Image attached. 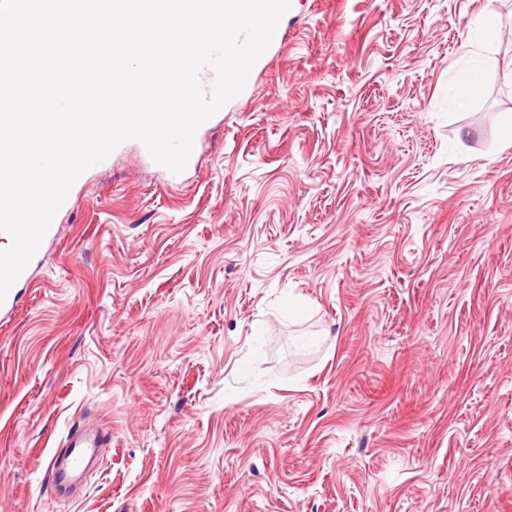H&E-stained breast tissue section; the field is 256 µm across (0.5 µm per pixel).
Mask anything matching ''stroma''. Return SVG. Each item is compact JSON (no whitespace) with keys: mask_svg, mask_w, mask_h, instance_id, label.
<instances>
[{"mask_svg":"<svg viewBox=\"0 0 512 512\" xmlns=\"http://www.w3.org/2000/svg\"><path fill=\"white\" fill-rule=\"evenodd\" d=\"M285 27L197 169L74 188L0 317V512H512V0ZM83 416L112 443L60 499ZM85 173H86V171L82 175H80L79 178L72 185L63 205L57 212L49 230L47 231L46 235L44 236L37 253L31 260V262L28 264V266L20 274V276L18 277V279L16 280L14 285L11 287L5 300L2 303H0V315H2V313L5 315L11 314L17 308V306L19 304V287H20L21 283H23V282L27 283L32 279L34 267L39 265V263L41 262V255H42V249H43L44 244L48 240L53 239L57 234V220H58L59 213L63 209L67 208V206L69 205L70 200H71L72 189L74 188V186L79 184L84 179Z\"/></svg>","mask_w":512,"mask_h":512,"instance_id":"stroma-1","label":"stroma"}]
</instances>
